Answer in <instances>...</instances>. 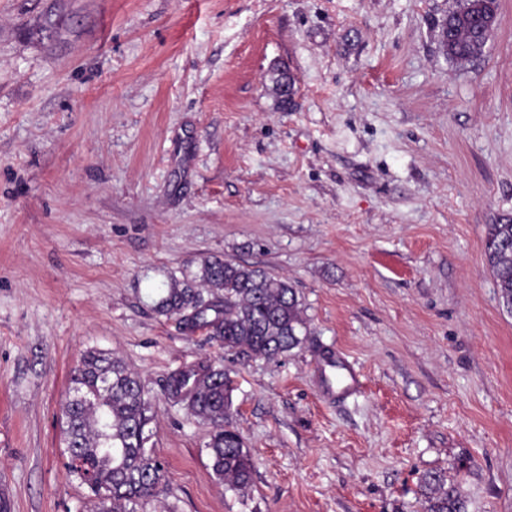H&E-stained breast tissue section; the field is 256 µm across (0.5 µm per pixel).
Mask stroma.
<instances>
[{"label":"stroma","instance_id":"obj_1","mask_svg":"<svg viewBox=\"0 0 512 512\" xmlns=\"http://www.w3.org/2000/svg\"><path fill=\"white\" fill-rule=\"evenodd\" d=\"M464 0H0V485L86 512L70 370L96 348L152 397L156 512H512V313L484 259L512 222V0L457 64ZM295 86L282 109L277 80ZM212 257L287 278L310 334L242 358L158 314ZM333 351L360 385L329 401ZM222 360L254 463L225 491L163 391ZM421 487L426 499V512H466V501L456 488L448 485L442 473L431 472L421 478Z\"/></svg>","mask_w":512,"mask_h":512}]
</instances>
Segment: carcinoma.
I'll use <instances>...</instances> for the list:
<instances>
[{"label": "carcinoma", "instance_id": "obj_1", "mask_svg": "<svg viewBox=\"0 0 512 512\" xmlns=\"http://www.w3.org/2000/svg\"><path fill=\"white\" fill-rule=\"evenodd\" d=\"M455 17L459 56L472 54L469 24ZM485 262L500 301L512 308V223L489 224ZM157 312L175 316L188 331L204 329L227 352L275 358L300 346L309 335L296 289L288 280L232 260H205L191 280L173 278L159 288ZM233 380L211 360L171 373L164 392L211 429L206 450L224 489L245 493L254 463L232 423ZM151 397L139 376L121 360L98 349L84 352L73 369L62 413L65 448L78 465L68 471L87 486L92 512H151L166 484L163 464L147 447L151 439ZM426 512H466V501L446 477L425 474Z\"/></svg>", "mask_w": 512, "mask_h": 512}]
</instances>
